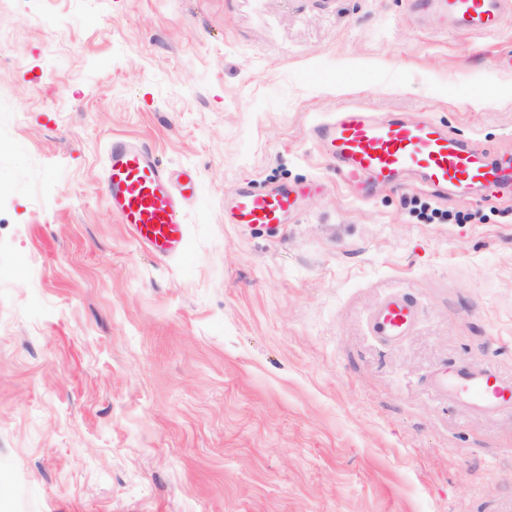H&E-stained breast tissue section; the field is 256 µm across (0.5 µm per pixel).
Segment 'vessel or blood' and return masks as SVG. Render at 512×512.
I'll return each instance as SVG.
<instances>
[{"label": "vessel or blood", "mask_w": 512, "mask_h": 512, "mask_svg": "<svg viewBox=\"0 0 512 512\" xmlns=\"http://www.w3.org/2000/svg\"><path fill=\"white\" fill-rule=\"evenodd\" d=\"M412 3L472 36L497 33L505 17L512 14V0ZM316 134L352 184L393 183L411 174L439 192L451 185L496 186L512 180V159L492 161L448 129L430 122L379 119L361 108L350 107L321 124ZM103 178L110 206L141 244L161 255H176L187 249L184 204L198 196L191 176L174 180L148 145L115 138L108 145ZM295 206V196L284 188L264 193L244 190L235 198L232 211L238 224H283ZM412 317L409 304L395 300L378 312L375 326L384 335L400 336ZM434 384L450 399L475 412L490 413L512 405V385L481 366L452 369L436 377Z\"/></svg>", "instance_id": "1"}]
</instances>
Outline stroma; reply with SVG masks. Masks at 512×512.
Instances as JSON below:
<instances>
[{"instance_id": "1", "label": "stroma", "mask_w": 512, "mask_h": 512, "mask_svg": "<svg viewBox=\"0 0 512 512\" xmlns=\"http://www.w3.org/2000/svg\"><path fill=\"white\" fill-rule=\"evenodd\" d=\"M352 106L511 158L512 17L0 0V512H512V410L431 383L512 382V184L359 195L314 138ZM115 136L196 179L186 254L113 213ZM243 187L297 208L231 223ZM412 309L404 301L394 300L377 314L375 327L385 336H401L412 321ZM434 385L475 412L490 413L512 405V386L481 366L454 368L436 377Z\"/></svg>"}]
</instances>
